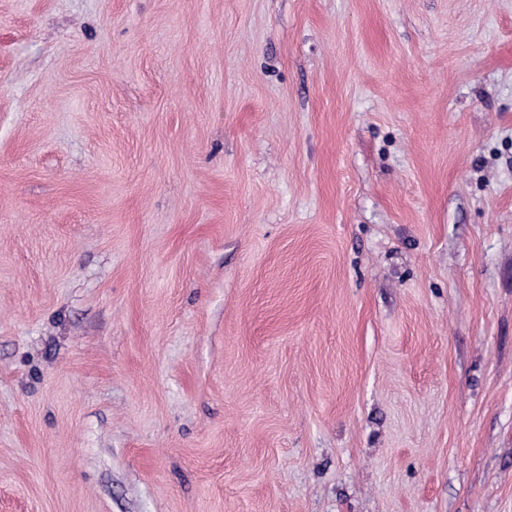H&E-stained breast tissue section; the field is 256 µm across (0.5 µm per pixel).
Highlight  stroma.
Here are the masks:
<instances>
[{
	"label": "stroma",
	"mask_w": 512,
	"mask_h": 512,
	"mask_svg": "<svg viewBox=\"0 0 512 512\" xmlns=\"http://www.w3.org/2000/svg\"><path fill=\"white\" fill-rule=\"evenodd\" d=\"M0 512H512V0H0Z\"/></svg>",
	"instance_id": "stroma-1"
}]
</instances>
